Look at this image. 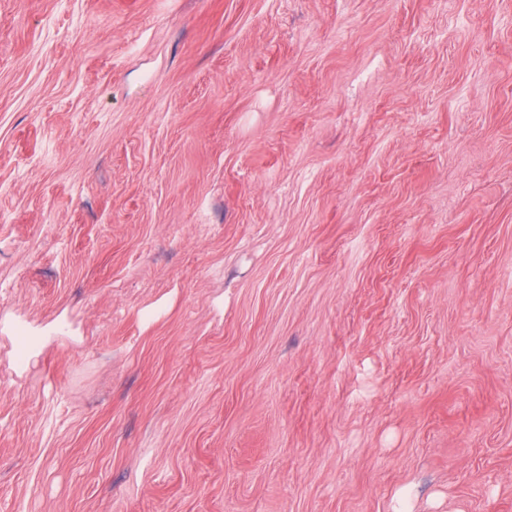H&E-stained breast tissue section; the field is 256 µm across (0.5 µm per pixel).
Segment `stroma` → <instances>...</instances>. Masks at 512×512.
Instances as JSON below:
<instances>
[{
  "label": "stroma",
  "mask_w": 512,
  "mask_h": 512,
  "mask_svg": "<svg viewBox=\"0 0 512 512\" xmlns=\"http://www.w3.org/2000/svg\"><path fill=\"white\" fill-rule=\"evenodd\" d=\"M405 486L512 512V0H0V512Z\"/></svg>",
  "instance_id": "obj_1"
}]
</instances>
